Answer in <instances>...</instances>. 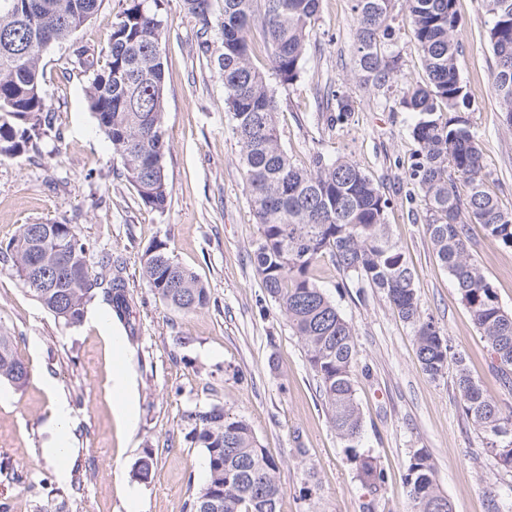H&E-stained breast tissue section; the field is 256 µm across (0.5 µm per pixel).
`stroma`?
<instances>
[{
  "mask_svg": "<svg viewBox=\"0 0 512 512\" xmlns=\"http://www.w3.org/2000/svg\"><path fill=\"white\" fill-rule=\"evenodd\" d=\"M127 0H102L92 19L44 57L51 131L16 156H0V248L23 224L73 225L91 246L92 276L121 264L133 297V327L95 298L80 324L55 319L0 258V330L29 366L23 387L0 382V512H185L207 477L205 451L191 441L190 412L211 405L249 420L280 465L281 512H409L405 474L416 450L428 452L434 478L453 512H512V470L485 450L466 417L454 371L430 378L414 331L387 298L339 271L329 256L312 267L316 282L355 328L354 380L363 417L356 447L331 426L303 344L265 292L253 263L259 237L244 191L239 147L213 59L198 51L197 25L182 0H162L165 71L164 210L143 206L123 176L120 157L98 127L84 95L87 77L62 69L78 46L104 48ZM458 69L471 92L469 118L491 174L490 188L512 210V128L488 85L493 64L482 0H456ZM356 20L352 0H322L296 82L277 86L276 122L292 160L313 154L356 163L389 200L386 222L415 274L419 311L434 321L472 377L512 413V387L495 369L487 342L424 230L425 209L408 177L419 145L413 113L399 101L426 78L404 0L395 7L398 78L384 90L361 87L352 71ZM351 110L339 115L337 98ZM469 251L512 310V250L469 227ZM156 240L207 288L209 304L178 312L150 291L141 256ZM109 319L102 330L98 316ZM123 342L122 366L134 382L137 421L123 430L112 415L114 358L107 335ZM71 408L70 451L48 452L55 399ZM151 451L149 482L131 470ZM369 456L384 480L368 495L358 478Z\"/></svg>",
  "mask_w": 512,
  "mask_h": 512,
  "instance_id": "obj_1",
  "label": "stroma"
}]
</instances>
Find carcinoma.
I'll return each mask as SVG.
<instances>
[{
	"label": "carcinoma",
	"mask_w": 512,
	"mask_h": 512,
	"mask_svg": "<svg viewBox=\"0 0 512 512\" xmlns=\"http://www.w3.org/2000/svg\"><path fill=\"white\" fill-rule=\"evenodd\" d=\"M100 0H0V154L16 155L31 137L52 124L43 91V53L67 41L96 12ZM112 25L103 65L85 47L70 65L90 74L85 94L100 129L122 160L124 176L141 203L165 208L170 195L164 169V66L159 0H127ZM217 26L221 44L216 62L224 78L225 104L240 146L245 191L255 213L259 238L254 264L266 293L277 302L300 338L307 363L319 382L327 416L352 448L363 421L355 395L354 327L311 276L313 263L327 254L337 268L383 293L399 316L411 323L422 370L435 379L449 363L463 410L483 434L488 452L512 469V415L470 376L463 358L451 352L432 320L421 317L414 275L393 241L385 212L389 201L355 163L327 160L316 153L310 165L295 164L280 143L277 100L265 71L254 63L253 29L261 32L269 70L283 86L299 78L321 0H223ZM395 0H354L356 45L353 69L363 84L381 90L400 72L393 42ZM456 0H405L426 73L411 85L400 107L416 114L412 134L420 150L410 166L425 206L424 228L439 261L448 269L472 320L487 341L504 379L512 374V312L504 309L469 253L467 224L512 249V212L502 209L489 189L490 174L469 119L471 94L459 76L455 39ZM486 41L494 56L488 84L512 126V0H483ZM199 28V49L211 52V0H183ZM462 178L461 199L456 178ZM467 214L463 221L461 214ZM64 246L68 270L48 285L31 288L44 307L67 325L84 317L102 289L116 319L132 327L130 294L122 268L91 279L88 244L70 224H24L9 245L16 273L32 277L30 261L51 266ZM150 290L177 311L204 308L209 297L195 276L177 263L163 241L143 255ZM30 377L12 337L0 332V381L17 387ZM194 443L204 448L208 475L188 503L189 512H281L280 466L260 445L252 425L212 406L189 414ZM154 469L147 451L133 476L146 482ZM362 486L374 495L383 482L371 458L360 466ZM411 512H452L439 491L429 454L417 450L405 475Z\"/></svg>",
	"instance_id": "obj_1"
}]
</instances>
